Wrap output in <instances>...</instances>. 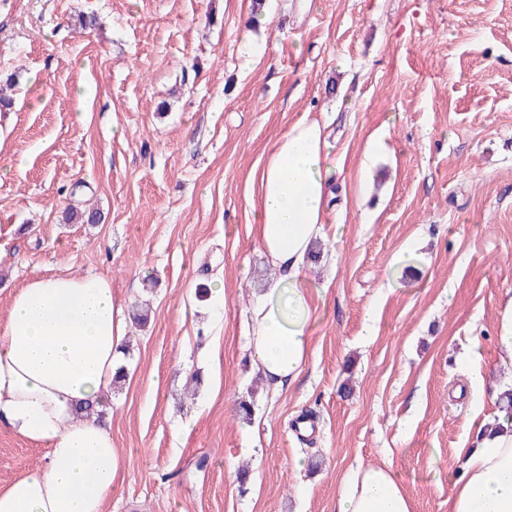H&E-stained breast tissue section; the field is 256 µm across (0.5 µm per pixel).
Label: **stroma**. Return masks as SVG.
I'll return each mask as SVG.
<instances>
[{
  "mask_svg": "<svg viewBox=\"0 0 512 512\" xmlns=\"http://www.w3.org/2000/svg\"><path fill=\"white\" fill-rule=\"evenodd\" d=\"M1 69L0 323L61 272L109 279L129 321L104 512H336L386 461L413 512H448L512 381V0H0ZM306 113L343 172L309 358L276 390L247 347L272 276L247 193ZM45 454L0 425V490ZM499 316L498 336L496 337L504 352L501 364L512 370V297L502 305Z\"/></svg>",
  "mask_w": 512,
  "mask_h": 512,
  "instance_id": "obj_1",
  "label": "stroma"
}]
</instances>
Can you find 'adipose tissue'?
Listing matches in <instances>:
<instances>
[{
  "instance_id": "adipose-tissue-1",
  "label": "adipose tissue",
  "mask_w": 512,
  "mask_h": 512,
  "mask_svg": "<svg viewBox=\"0 0 512 512\" xmlns=\"http://www.w3.org/2000/svg\"><path fill=\"white\" fill-rule=\"evenodd\" d=\"M326 119L303 115L272 145L247 202L275 271L255 293L249 347L267 385L294 384L310 352L317 307L307 273L325 230L335 169ZM127 322L99 275L34 277L0 328V423L45 445L46 464L0 491V512H103L118 473L111 432L83 417L112 388ZM338 512H412L390 465L356 470ZM448 512H512V418L482 430L461 464Z\"/></svg>"
}]
</instances>
